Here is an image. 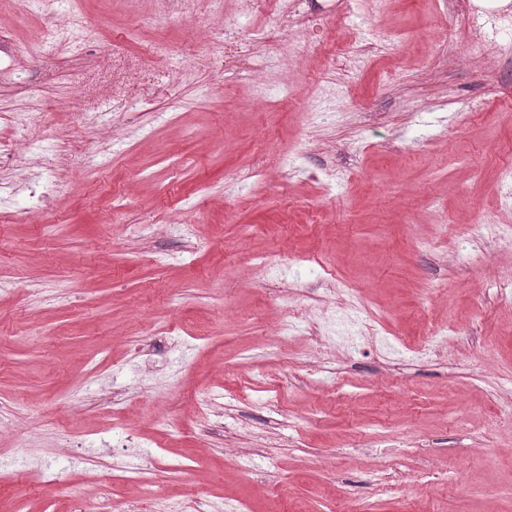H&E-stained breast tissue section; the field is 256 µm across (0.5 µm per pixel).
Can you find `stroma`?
<instances>
[{
  "label": "stroma",
  "mask_w": 512,
  "mask_h": 512,
  "mask_svg": "<svg viewBox=\"0 0 512 512\" xmlns=\"http://www.w3.org/2000/svg\"><path fill=\"white\" fill-rule=\"evenodd\" d=\"M87 31L68 59L25 53L61 16L0 0V112L47 83L59 110L114 127L110 148L63 182L37 165L0 187V512H74L139 464L172 499L243 502L247 512H512V54L469 63L461 14L442 0H306L323 43L285 58L286 98H256L268 12L224 0L242 51L198 43L210 64L159 86L134 127L112 79L160 43L158 66L192 41L179 14L131 36L152 0H71ZM360 24L376 57H331ZM325 117L301 118L309 108ZM247 168L260 183L239 182ZM192 213L194 236L152 235ZM448 223V249L429 248ZM266 257L267 274L251 268ZM349 285L361 321L384 329L323 355L276 333L279 291L301 286L299 320L339 331L324 306ZM451 324L439 356L415 349ZM221 395L215 416L196 400ZM276 400L281 435L264 410ZM381 483H374L373 473Z\"/></svg>",
  "instance_id": "stroma-1"
}]
</instances>
